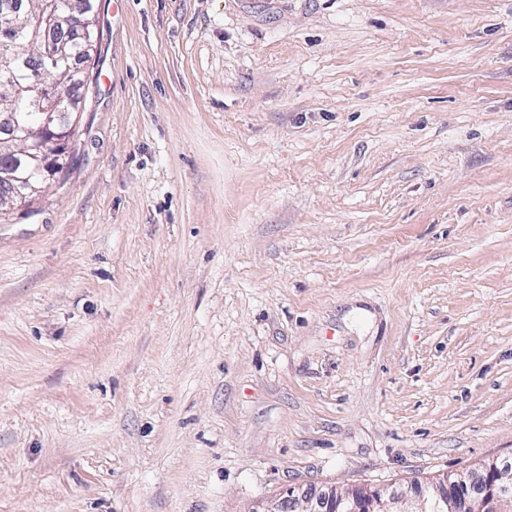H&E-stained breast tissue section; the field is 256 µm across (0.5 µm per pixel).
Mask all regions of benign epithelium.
Returning a JSON list of instances; mask_svg holds the SVG:
<instances>
[{
  "label": "benign epithelium",
  "mask_w": 512,
  "mask_h": 512,
  "mask_svg": "<svg viewBox=\"0 0 512 512\" xmlns=\"http://www.w3.org/2000/svg\"><path fill=\"white\" fill-rule=\"evenodd\" d=\"M80 14H70L57 30L58 37L43 40L40 54L45 58L59 55L64 40L71 34L88 33L92 20ZM47 70L33 75L32 88L41 97L55 96L70 117L82 111V100L46 81ZM62 113L44 112L41 123L20 138L28 165L41 172V178L32 180L23 172L0 166V185L14 187L18 198L29 203L41 192L44 182L69 166L72 159L70 129L61 121ZM512 482V474L498 468L492 460L479 465L470 473L456 477L445 475L419 489L415 496H402L388 488L358 487L346 493L332 488L316 491L313 488H290L262 512H290L296 502L314 506V512H508L512 499L503 490Z\"/></svg>",
  "instance_id": "obj_1"
}]
</instances>
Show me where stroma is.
Wrapping results in <instances>:
<instances>
[{
    "label": "stroma",
    "instance_id": "35a3bbf8",
    "mask_svg": "<svg viewBox=\"0 0 512 512\" xmlns=\"http://www.w3.org/2000/svg\"><path fill=\"white\" fill-rule=\"evenodd\" d=\"M95 17L77 161L0 224V512L512 458V0Z\"/></svg>",
    "mask_w": 512,
    "mask_h": 512
}]
</instances>
